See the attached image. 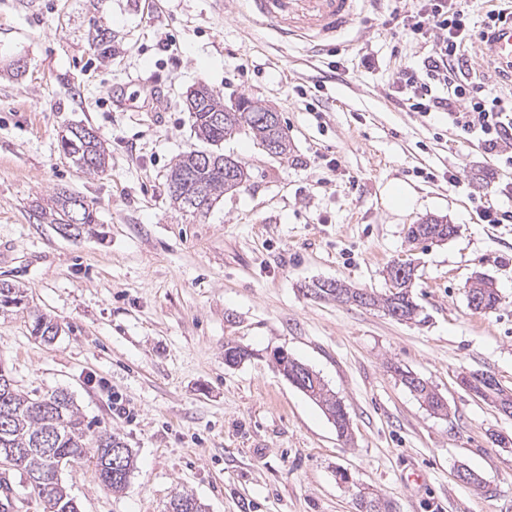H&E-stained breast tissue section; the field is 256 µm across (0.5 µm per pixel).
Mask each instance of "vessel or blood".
Here are the masks:
<instances>
[{
	"label": "vessel or blood",
	"instance_id": "obj_1",
	"mask_svg": "<svg viewBox=\"0 0 512 512\" xmlns=\"http://www.w3.org/2000/svg\"><path fill=\"white\" fill-rule=\"evenodd\" d=\"M359 0H248L251 15L279 28L289 38L302 31L339 33L358 17ZM489 57L512 69V19L487 42Z\"/></svg>",
	"mask_w": 512,
	"mask_h": 512
}]
</instances>
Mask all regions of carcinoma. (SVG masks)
<instances>
[{
    "label": "carcinoma",
    "instance_id": "cac0c4a2",
    "mask_svg": "<svg viewBox=\"0 0 512 512\" xmlns=\"http://www.w3.org/2000/svg\"><path fill=\"white\" fill-rule=\"evenodd\" d=\"M196 138L212 146H219L224 140L238 132L249 134L256 143L275 142L283 146L281 154L290 152V143L279 118L268 119L269 109L256 105L253 98L242 96L238 100V111H224L221 96L206 84L186 96ZM61 148L69 156L77 170L87 175L103 171L106 152L100 136L90 135L85 127L69 130L62 137ZM248 173L245 166L233 159L227 164L224 154L211 151L202 157V151L191 149L179 155L170 167L168 190L173 205L189 212L206 213L221 196L238 190L237 184L245 182ZM37 220L58 226L71 225L74 236L81 234L85 226L95 223L93 208L80 196L66 191L58 193L48 207L35 210ZM455 233V227L441 217L429 216L408 228L407 238L411 242L445 241ZM415 269L395 280L388 294L378 296L362 289L352 288L340 280L323 281L315 285L312 294L318 298H332L340 303H353L364 307H379L390 317L399 321H415L419 316L418 305L414 302L411 288ZM479 294L478 304L472 306L477 313H489L496 309L499 296L492 282L484 276L477 277V287L468 288ZM25 291L10 283L7 291L0 290V314L24 304ZM34 335L46 342L58 335L57 324L39 315L32 328ZM404 384L434 414L447 412V404L427 387L423 381H415L411 373L402 374ZM314 401L333 422L340 437L350 431V418L345 405L336 397L319 376L309 381ZM89 425L69 393L60 390L47 396L33 397L11 386L5 390L0 385V449L27 448L21 475L33 479L28 484L30 493L42 499L50 512H80L76 501L70 497L61 480L49 484L41 482L42 475L52 467H70L82 461L94 460L99 463L104 448H120L122 468L116 470L111 463L97 470L99 480L112 491H122L128 485L136 469V455L128 445L114 440L112 433L103 431L89 437ZM170 512H205L204 505L190 494H178L169 503Z\"/></svg>",
    "mask_w": 512,
    "mask_h": 512
}]
</instances>
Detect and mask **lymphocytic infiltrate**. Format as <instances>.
<instances>
[{
    "instance_id": "1",
    "label": "lymphocytic infiltrate",
    "mask_w": 512,
    "mask_h": 512,
    "mask_svg": "<svg viewBox=\"0 0 512 512\" xmlns=\"http://www.w3.org/2000/svg\"><path fill=\"white\" fill-rule=\"evenodd\" d=\"M473 9V0H419L408 16V28L427 36L431 49L421 64L398 71L396 82L402 95L396 103L424 117L446 113L462 132L463 145L481 147L512 165V99L494 94L487 82L463 76L467 43L486 39L512 12L488 10L483 28L476 32L468 25Z\"/></svg>"
}]
</instances>
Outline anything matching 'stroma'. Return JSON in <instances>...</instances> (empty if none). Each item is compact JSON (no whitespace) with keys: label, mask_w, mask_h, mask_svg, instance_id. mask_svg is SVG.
Instances as JSON below:
<instances>
[{"label":"stroma","mask_w":512,"mask_h":512,"mask_svg":"<svg viewBox=\"0 0 512 512\" xmlns=\"http://www.w3.org/2000/svg\"><path fill=\"white\" fill-rule=\"evenodd\" d=\"M415 7L363 0L355 26L317 55L309 37L254 21L246 0H0V278L28 296L0 315V363L31 395L67 391L92 432L136 454L120 493L90 462L63 470L80 512H167L182 492L206 512H359L366 488L392 512H512V417L460 383L488 373L512 390V223L478 215L512 205V167L462 148L446 114L395 105L397 71L428 52L403 25ZM99 28L111 58L91 45ZM18 59L22 75H8ZM135 80L163 89L161 111L118 107L113 90ZM200 81L225 106L246 95L275 109L291 151L226 139L221 153L248 179L195 217L172 205L167 175L204 147L185 106ZM83 125L109 155L91 176L60 146ZM396 185L407 206L391 203ZM63 190L94 209L80 236L32 217ZM430 215L456 235L409 242ZM406 260L421 322L310 294L325 280L385 293L386 266ZM479 275L500 296L488 314L467 303ZM40 314L59 327L53 342L31 333ZM229 342L249 352L232 367ZM278 350L343 401L350 438L283 377ZM404 371L447 415L421 405ZM462 466L483 488L456 479ZM1 477L6 512H45L17 471ZM404 384L411 392L422 402L426 408L433 414L443 415L447 412V404L437 396V394L427 387L425 380L418 377L419 381L415 384V378L411 377L410 372L401 373Z\"/></svg>","instance_id":"1"}]
</instances>
